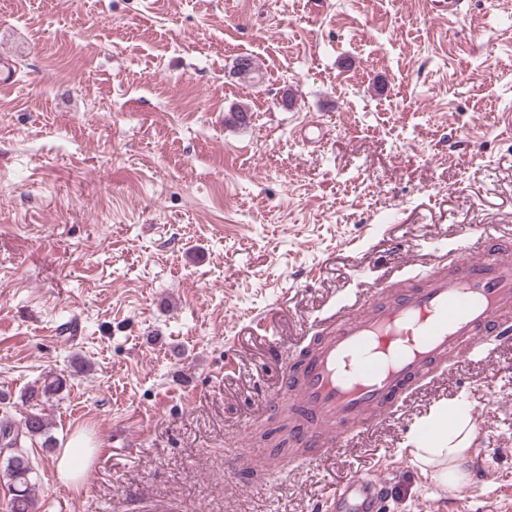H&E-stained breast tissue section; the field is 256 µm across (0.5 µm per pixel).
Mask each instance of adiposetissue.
<instances>
[{"instance_id":"ef3b65f1","label":"adipose tissue","mask_w":512,"mask_h":512,"mask_svg":"<svg viewBox=\"0 0 512 512\" xmlns=\"http://www.w3.org/2000/svg\"><path fill=\"white\" fill-rule=\"evenodd\" d=\"M471 408L463 401L440 405L419 426L411 454L423 473L438 485L454 491L470 478L474 431Z\"/></svg>"}]
</instances>
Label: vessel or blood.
<instances>
[{
    "mask_svg": "<svg viewBox=\"0 0 512 512\" xmlns=\"http://www.w3.org/2000/svg\"><path fill=\"white\" fill-rule=\"evenodd\" d=\"M472 245L468 237L457 245L454 267L434 265L380 300H344L325 318L286 397L303 422L307 458L399 402L436 363L512 338V260L471 262ZM387 487L381 477L351 478L321 512H384Z\"/></svg>",
    "mask_w": 512,
    "mask_h": 512,
    "instance_id": "vessel-or-blood-1",
    "label": "vessel or blood"
}]
</instances>
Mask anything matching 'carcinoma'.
<instances>
[{"label": "carcinoma", "instance_id": "obj_1", "mask_svg": "<svg viewBox=\"0 0 512 512\" xmlns=\"http://www.w3.org/2000/svg\"><path fill=\"white\" fill-rule=\"evenodd\" d=\"M48 427L39 413L24 420L23 431L14 430L10 416L0 417V478L10 488L9 512H38L41 487L37 473L21 438L34 440L47 433Z\"/></svg>", "mask_w": 512, "mask_h": 512}]
</instances>
